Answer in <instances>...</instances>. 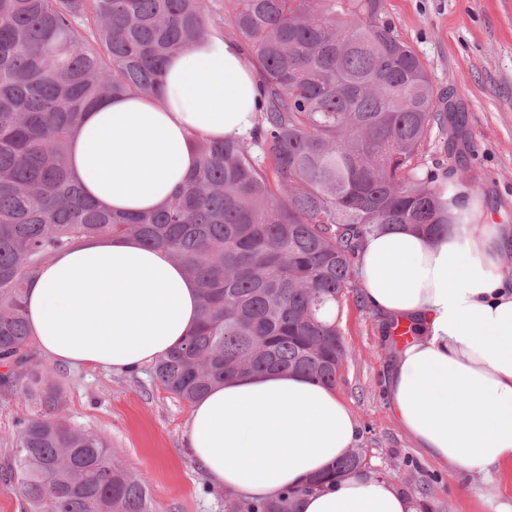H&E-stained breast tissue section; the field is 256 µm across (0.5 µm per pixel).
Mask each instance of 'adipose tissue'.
Instances as JSON below:
<instances>
[{"mask_svg": "<svg viewBox=\"0 0 512 512\" xmlns=\"http://www.w3.org/2000/svg\"><path fill=\"white\" fill-rule=\"evenodd\" d=\"M163 103L106 98L73 135L72 175L114 211L161 205L197 162L191 138L247 135L260 76L214 36L165 64ZM498 224H456L435 238L406 228L367 237L356 269L380 317L414 324L386 383L390 412L442 467L486 477L512 465V281L497 272ZM40 353L116 372L154 362L201 316L197 283L162 248L95 237L53 258L27 287ZM358 424L333 388L295 373L232 378L193 403L188 446L209 483L271 499L353 450ZM300 512H420L391 480L361 471L303 497Z\"/></svg>", "mask_w": 512, "mask_h": 512, "instance_id": "1", "label": "adipose tissue"}]
</instances>
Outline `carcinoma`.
Masks as SVG:
<instances>
[{
  "label": "carcinoma",
  "instance_id": "carcinoma-1",
  "mask_svg": "<svg viewBox=\"0 0 512 512\" xmlns=\"http://www.w3.org/2000/svg\"><path fill=\"white\" fill-rule=\"evenodd\" d=\"M260 66L257 121L242 138L196 136L198 162L162 205L113 212L67 166L70 138L102 99L163 101L165 61L224 28ZM436 92L383 21V0H0V393L40 406L23 422L15 478L29 512H153L147 485L108 440L64 422L60 385L34 360L25 290L88 237L163 248L200 288L202 316L154 363L193 403L232 377L288 371L336 384L347 348L336 318L368 236L466 223L472 175L446 181L418 157ZM367 467L350 454L275 499L229 512H299L301 498Z\"/></svg>",
  "mask_w": 512,
  "mask_h": 512
}]
</instances>
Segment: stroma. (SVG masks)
I'll return each mask as SVG.
<instances>
[{"label": "stroma", "mask_w": 512, "mask_h": 512, "mask_svg": "<svg viewBox=\"0 0 512 512\" xmlns=\"http://www.w3.org/2000/svg\"><path fill=\"white\" fill-rule=\"evenodd\" d=\"M384 19L424 63L463 126L457 145L473 176L475 220L512 229V0H384ZM352 278L338 313L348 357L336 390L359 424L357 445L371 472L419 500L423 512H497L512 505V467L493 496L483 475L460 476L424 456L393 420L385 381L394 356L378 317ZM40 363L64 392L65 421L103 435L128 471L146 483L156 512H228L223 489L210 486L187 448L191 405L164 390L145 367L112 372ZM36 405L0 397V512H28L11 474L20 422Z\"/></svg>", "instance_id": "1"}]
</instances>
